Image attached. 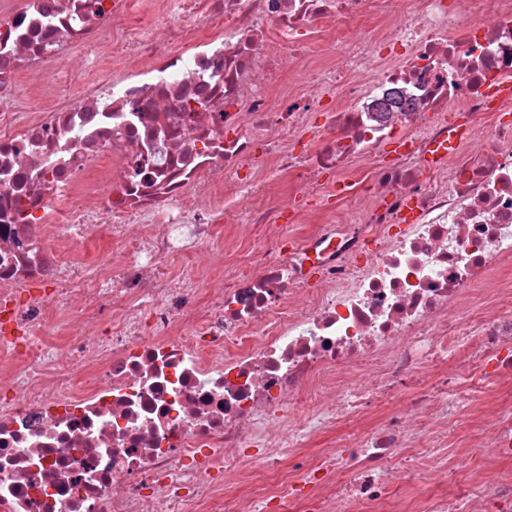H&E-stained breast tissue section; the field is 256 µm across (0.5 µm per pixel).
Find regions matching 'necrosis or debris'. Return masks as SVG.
Listing matches in <instances>:
<instances>
[{
  "mask_svg": "<svg viewBox=\"0 0 512 512\" xmlns=\"http://www.w3.org/2000/svg\"><path fill=\"white\" fill-rule=\"evenodd\" d=\"M330 25L358 35L289 87ZM505 81L512 0H0V512H381L452 474L429 512H512L469 454L512 460ZM459 127L483 148L442 153ZM244 195L268 204L237 264L169 272ZM96 236L94 264L57 250ZM463 387L492 398L452 454Z\"/></svg>",
  "mask_w": 512,
  "mask_h": 512,
  "instance_id": "necrosis-or-debris-1",
  "label": "necrosis or debris"
}]
</instances>
